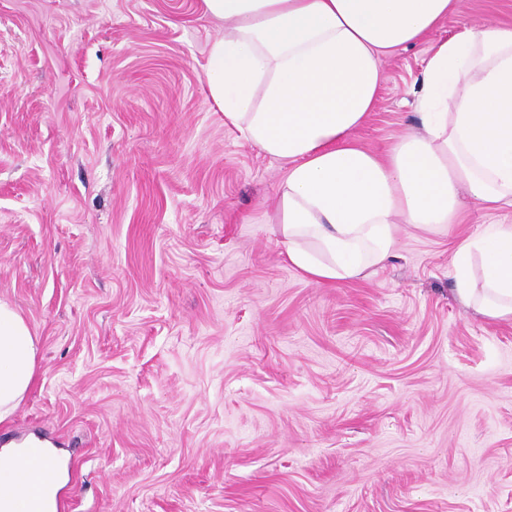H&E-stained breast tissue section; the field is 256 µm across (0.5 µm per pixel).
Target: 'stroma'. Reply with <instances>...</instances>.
Wrapping results in <instances>:
<instances>
[{"mask_svg":"<svg viewBox=\"0 0 512 512\" xmlns=\"http://www.w3.org/2000/svg\"><path fill=\"white\" fill-rule=\"evenodd\" d=\"M383 62L354 130L420 129L434 45ZM201 0H0V299L37 379L0 449L77 459L72 512H512V322L454 292L457 246L512 212L402 225L395 255L317 285L280 254L286 161L209 97Z\"/></svg>","mask_w":512,"mask_h":512,"instance_id":"35a3bbf8","label":"stroma"}]
</instances>
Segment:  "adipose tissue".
I'll return each instance as SVG.
<instances>
[{"instance_id": "obj_1", "label": "adipose tissue", "mask_w": 512, "mask_h": 512, "mask_svg": "<svg viewBox=\"0 0 512 512\" xmlns=\"http://www.w3.org/2000/svg\"><path fill=\"white\" fill-rule=\"evenodd\" d=\"M224 33L209 47V95L244 140L285 160L278 243L316 284L362 276L393 254L400 225L454 223L461 196L512 208V25L463 24L428 57L422 130L382 154L352 132L385 80L384 57L459 13L460 0H203ZM481 265L474 277L473 265ZM461 300L512 321V224H491L453 257ZM37 345L0 299V424L31 390ZM53 458L0 452V492L30 493Z\"/></svg>"}]
</instances>
